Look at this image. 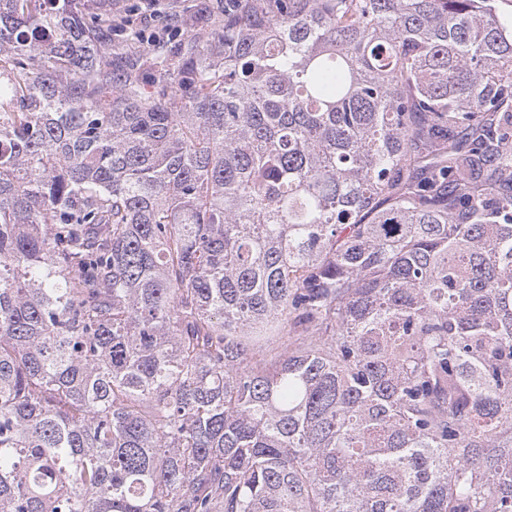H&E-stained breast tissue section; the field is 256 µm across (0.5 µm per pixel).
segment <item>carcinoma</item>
<instances>
[{
  "mask_svg": "<svg viewBox=\"0 0 512 512\" xmlns=\"http://www.w3.org/2000/svg\"><path fill=\"white\" fill-rule=\"evenodd\" d=\"M0 0V512H512V21L245 0L145 94Z\"/></svg>",
  "mask_w": 512,
  "mask_h": 512,
  "instance_id": "cac0c4a2",
  "label": "carcinoma"
}]
</instances>
